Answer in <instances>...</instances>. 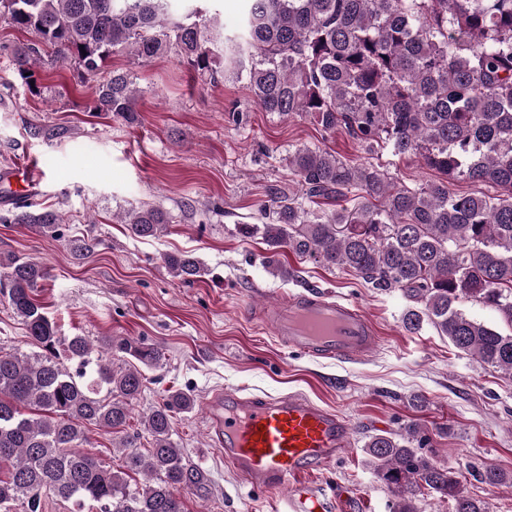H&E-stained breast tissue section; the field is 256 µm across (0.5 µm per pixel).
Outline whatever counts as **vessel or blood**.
<instances>
[{"label": "vessel or blood", "instance_id": "obj_1", "mask_svg": "<svg viewBox=\"0 0 512 512\" xmlns=\"http://www.w3.org/2000/svg\"><path fill=\"white\" fill-rule=\"evenodd\" d=\"M287 347L319 358L358 359L378 344L368 314L323 294L298 293L250 307ZM212 444L253 489L288 486L276 512H334L336 499L307 483L352 444V427L299 394L260 397L240 390L213 396L208 415Z\"/></svg>", "mask_w": 512, "mask_h": 512}]
</instances>
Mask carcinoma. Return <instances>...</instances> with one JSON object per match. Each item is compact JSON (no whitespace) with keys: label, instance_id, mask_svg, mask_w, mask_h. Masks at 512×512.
Segmentation results:
<instances>
[{"label":"carcinoma","instance_id":"carcinoma-1","mask_svg":"<svg viewBox=\"0 0 512 512\" xmlns=\"http://www.w3.org/2000/svg\"><path fill=\"white\" fill-rule=\"evenodd\" d=\"M170 0H0V20L34 34L11 47L14 72L41 94L35 67L45 56L68 63L95 83L92 110L133 126L140 90L128 70L106 71L124 51L139 63L172 53L200 76L218 65L246 75L265 112L305 114L325 132L346 130L367 149L415 156L436 178L406 185L371 164L355 165L323 149L288 158L302 194L261 206L268 224H241L274 252L289 251L327 269L355 273L381 290L396 288L413 307L409 330L427 321L459 351L512 376V332L504 334L460 308L495 310L512 329V0H249L237 35L204 32L198 10L172 12ZM465 180L499 189L456 193ZM348 201L329 213L319 207ZM137 237L172 223L161 206L117 215ZM1 224L54 232L58 211L27 200L0 213ZM164 262L173 276H201L192 254ZM49 278L39 261L0 259V295L39 346L32 354L0 350V512H43L52 496L101 512H184L176 491L201 474L187 466L172 440L174 421L195 400L168 391L145 417L153 446L121 443L125 470L112 471L84 452L87 426L123 429L144 377L103 359L120 353L158 366L161 349L137 339L62 337L34 293ZM77 364L75 370L64 360ZM366 454L394 498L393 512H416L426 489L451 512H488L466 491L457 471L425 451L410 424L396 437L370 436ZM129 472L147 482L131 486Z\"/></svg>","mask_w":512,"mask_h":512}]
</instances>
